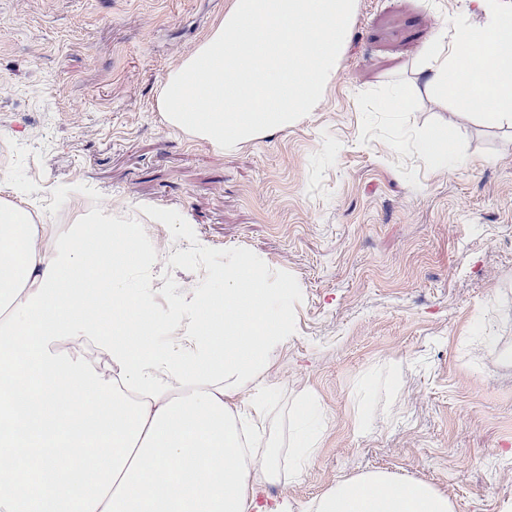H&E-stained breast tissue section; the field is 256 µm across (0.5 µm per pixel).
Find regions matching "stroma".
Listing matches in <instances>:
<instances>
[{"instance_id":"obj_1","label":"stroma","mask_w":512,"mask_h":512,"mask_svg":"<svg viewBox=\"0 0 512 512\" xmlns=\"http://www.w3.org/2000/svg\"><path fill=\"white\" fill-rule=\"evenodd\" d=\"M231 0H0V141L17 149L0 200L46 224L112 202L153 213L171 240L150 305L224 286L246 255L289 284L291 338L272 354L270 432L313 394L324 431L299 476L255 487L304 507L341 480L387 471L447 495L453 512H512V128L451 114L420 74L470 0H357L316 108L283 131L217 149L170 126L166 75ZM409 101L386 109L393 93ZM451 124L461 165L431 172L422 133ZM370 394L368 418L357 399Z\"/></svg>"}]
</instances>
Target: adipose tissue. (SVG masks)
<instances>
[{
	"instance_id": "adipose-tissue-1",
	"label": "adipose tissue",
	"mask_w": 512,
	"mask_h": 512,
	"mask_svg": "<svg viewBox=\"0 0 512 512\" xmlns=\"http://www.w3.org/2000/svg\"><path fill=\"white\" fill-rule=\"evenodd\" d=\"M472 2L483 22L441 32L422 70L440 103L512 126V10ZM451 134L443 125L423 134L432 171L454 164ZM146 235L144 224L101 212L57 237L0 201V512H251L254 486L280 480L262 390L290 337L288 288L241 256L225 267L223 289L182 290L185 310L157 324L145 288L127 284L130 269L166 250ZM184 336L200 337L202 350H177ZM79 338L97 343L103 368L66 353ZM320 417L314 396L292 407L293 464L317 448ZM306 512L451 506L428 484L372 471L336 483Z\"/></svg>"
}]
</instances>
